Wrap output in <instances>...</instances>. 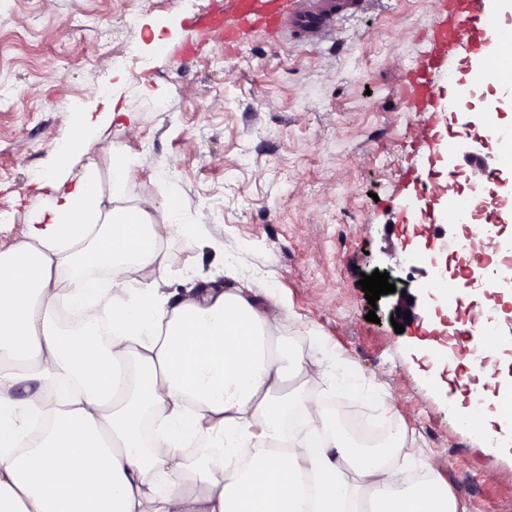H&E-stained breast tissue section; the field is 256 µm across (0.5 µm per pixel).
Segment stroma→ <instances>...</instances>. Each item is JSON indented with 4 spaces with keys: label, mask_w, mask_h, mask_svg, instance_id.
I'll return each mask as SVG.
<instances>
[{
    "label": "stroma",
    "mask_w": 512,
    "mask_h": 512,
    "mask_svg": "<svg viewBox=\"0 0 512 512\" xmlns=\"http://www.w3.org/2000/svg\"><path fill=\"white\" fill-rule=\"evenodd\" d=\"M216 5L0 0V250L22 240L30 213L48 204L54 149L93 113L100 172L111 146L132 164L122 201L159 200L173 187L182 223L208 229L207 240L165 244L163 291L271 288L289 347L336 357L380 397L334 394L326 377L293 380L292 389L320 395L344 422L389 416L458 512H512V447L460 424L469 367L433 372L428 317L395 332L394 296L372 306L359 285L377 270L433 282L402 248L440 230L408 217L424 148L407 75L425 50L433 0H367L316 43L262 32L196 59L174 55L187 19ZM130 11L131 26L121 21ZM137 27L144 38L135 46ZM116 52L126 53V69H113ZM73 95L80 111L58 108ZM371 311L377 322L367 321Z\"/></svg>",
    "instance_id": "1"
}]
</instances>
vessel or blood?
<instances>
[{"label": "vessel or blood", "instance_id": "obj_1", "mask_svg": "<svg viewBox=\"0 0 512 512\" xmlns=\"http://www.w3.org/2000/svg\"><path fill=\"white\" fill-rule=\"evenodd\" d=\"M365 0H224L222 8L193 16L190 36L179 46L182 56H197L208 44L232 45L254 31L287 33L298 42L325 40L343 16L362 11ZM492 0H435V14L424 53L408 80L407 102L424 119H433L443 88L437 75L448 59L466 53L476 59L488 55V37L498 30L512 35V25H497Z\"/></svg>", "mask_w": 512, "mask_h": 512}]
</instances>
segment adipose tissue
Here are the masks:
<instances>
[{"mask_svg": "<svg viewBox=\"0 0 512 512\" xmlns=\"http://www.w3.org/2000/svg\"><path fill=\"white\" fill-rule=\"evenodd\" d=\"M476 77L503 90L512 41ZM107 155L108 177L89 160L72 185H54L24 239L0 250V512H456L439 481L400 479L401 435L364 453L318 398L289 395L290 375L324 366L291 352L275 305L257 304L255 289L160 292L164 243L205 238L206 227L178 223L174 190L160 203H120L133 170L116 149ZM503 258L482 264L496 293L448 294L491 328L463 357L482 400L465 422L506 447L512 378L491 364L512 347ZM64 310L83 326L59 327Z\"/></svg>", "mask_w": 512, "mask_h": 512, "instance_id": "1", "label": "adipose tissue"}]
</instances>
